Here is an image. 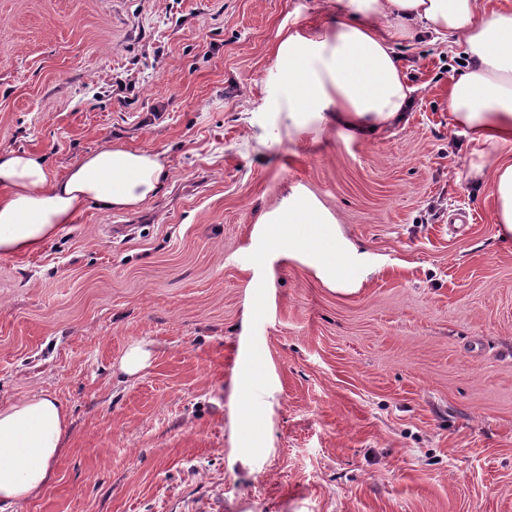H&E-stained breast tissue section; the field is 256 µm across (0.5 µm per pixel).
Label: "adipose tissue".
<instances>
[{
	"instance_id": "ef3b65f1",
	"label": "adipose tissue",
	"mask_w": 512,
	"mask_h": 512,
	"mask_svg": "<svg viewBox=\"0 0 512 512\" xmlns=\"http://www.w3.org/2000/svg\"><path fill=\"white\" fill-rule=\"evenodd\" d=\"M332 22L289 30L277 47L272 103L288 130L318 124L364 138L401 119L411 104L396 45L420 33L461 46L468 58L448 94L454 132L493 148L512 145V9L484 0H337ZM168 175L162 153L102 142L64 175L27 150L0 151V255L41 250L88 206H143ZM469 175L490 184L495 222L512 241V158ZM271 240L330 289L350 294L363 283L364 258L314 195L299 194L265 216ZM68 428L65 407L32 392L0 408V506L32 498L54 479Z\"/></svg>"
}]
</instances>
